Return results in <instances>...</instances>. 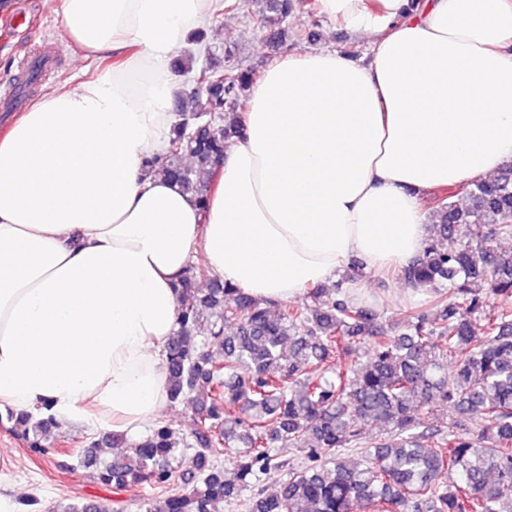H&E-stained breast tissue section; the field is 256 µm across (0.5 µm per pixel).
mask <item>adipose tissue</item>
Here are the masks:
<instances>
[{"label":"adipose tissue","instance_id":"1","mask_svg":"<svg viewBox=\"0 0 512 512\" xmlns=\"http://www.w3.org/2000/svg\"><path fill=\"white\" fill-rule=\"evenodd\" d=\"M213 0H60L69 40L115 64L0 133V408L140 433L195 248L263 303L352 264L405 268L430 194L512 162V0H318L370 50L272 64L198 202L149 158L172 137L171 62Z\"/></svg>","mask_w":512,"mask_h":512}]
</instances>
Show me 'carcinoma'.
<instances>
[{
	"instance_id": "1",
	"label": "carcinoma",
	"mask_w": 512,
	"mask_h": 512,
	"mask_svg": "<svg viewBox=\"0 0 512 512\" xmlns=\"http://www.w3.org/2000/svg\"><path fill=\"white\" fill-rule=\"evenodd\" d=\"M303 10L318 25L315 0H265L254 24L267 41L284 44L290 19ZM227 66L179 67L199 87L180 95L165 153L157 166L185 192L207 194L225 142L243 132L247 92L255 72L230 48ZM455 194H436L439 239L402 270L405 284L437 294L435 317L409 313L392 330L369 306L349 300L344 285L310 288L311 303L279 305L278 313L237 288L196 287V263L182 279L178 330L167 344V400L187 402L193 415L183 433L159 421L151 432L108 462L99 442L80 454L115 490L144 485L153 497L144 512H215L220 502L271 478L284 463L279 448L307 449L271 495L259 490L249 512H512V252L493 243L512 237V164L498 176ZM481 280L496 305L473 292ZM215 312L207 343L198 341L202 314ZM236 334L226 335L229 327ZM315 365L324 366L316 374ZM450 411L446 429L424 425L423 409ZM29 451L56 456L52 416L7 412ZM371 422L387 436L366 442ZM193 449L189 467L179 445ZM235 449L236 480L217 461ZM360 451L361 459L341 456ZM455 480L447 482V476ZM117 499L74 500L53 512H124Z\"/></svg>"
}]
</instances>
